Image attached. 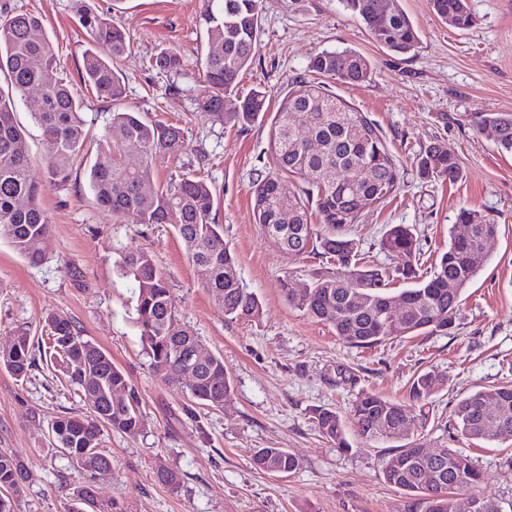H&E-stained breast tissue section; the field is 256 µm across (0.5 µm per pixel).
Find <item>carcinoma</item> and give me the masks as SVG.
I'll return each instance as SVG.
<instances>
[{
    "mask_svg": "<svg viewBox=\"0 0 512 512\" xmlns=\"http://www.w3.org/2000/svg\"><path fill=\"white\" fill-rule=\"evenodd\" d=\"M345 6L369 31L372 39L399 55L413 54L421 44L417 27L399 7L388 24L378 25L384 0H344ZM435 14L449 26L466 29L473 23L467 0H432ZM261 0H207L202 14L205 32L200 59L201 91L198 109L205 115L243 128L268 111L265 96L254 91L235 110L224 111V96L238 85L243 71L255 56ZM80 21L91 39L82 56L81 77L105 102L123 98L124 84L115 64L128 52L127 33L106 16L80 12ZM59 59L54 42L42 21L29 13L0 19V73L8 89H0V240L7 242L24 260L39 265L46 259L44 240L51 225L40 205L48 188L67 187L81 163L87 140L82 104L58 76ZM154 66L177 74L182 55L167 49L156 55ZM309 69L342 84H359L369 79L371 65L352 49L323 50ZM36 90L42 105L32 117L42 131L47 182L40 184L30 174V154L25 135L15 118V101ZM481 129H495L498 149L512 154V113H489L472 120ZM302 125L322 146L311 153L304 142H284L285 128ZM102 148L90 167L88 183L98 204L117 218L132 217L139 224H167L172 211L181 215L175 228L188 260L204 287L230 319L255 320L262 316L259 297L244 288L235 255L224 244L223 225L216 221L214 192L195 170L182 171L170 182L141 187L137 172L125 164L129 154L146 168L160 159L178 158L186 150L180 128L148 120L132 110H115L103 136ZM270 145L278 171L252 182L253 214L261 230L270 224H305L299 252H318L336 260L339 271L316 275L309 281L291 276L282 280L288 303L310 317L330 323L336 337L353 347L373 346L390 334L382 320L393 300L387 291L393 278L409 282L399 297L406 300L400 320V335L448 334L461 293L478 276V256L487 241L494 239L498 225L476 211L460 209L455 223L470 226V235L460 238L448 231V249L433 273L419 275V248L411 228L392 225L382 237V248L404 258L392 271L383 266H359L358 242L354 238L363 208L360 199L381 202L400 185V171L376 124L347 104L326 86L306 79L282 99L270 122ZM368 168L366 181L354 184L348 173ZM416 167L424 178H444L454 183L462 178V166L454 151L435 144L421 149ZM300 176L306 187L283 196L282 175ZM320 223H308L309 209ZM115 273L135 282V324L152 371L167 386L181 389L186 362L202 346L181 326L169 303L167 278L147 250L125 252L114 262ZM457 284L448 293V282ZM43 322L48 328L56 364L74 386L91 414L84 417H54L48 429L56 447L70 458L81 475L71 492L69 512H113V503L98 497L97 482L112 472L108 456L100 450L105 428L135 438L143 431L141 398L130 379L112 363L111 356L82 336L66 315L49 312ZM36 364L35 344L29 332H17L14 342L0 349V367L21 379ZM445 380L433 372L416 376L410 387L413 400L437 392ZM187 388L190 398L213 409H222L231 399L232 385L222 357L213 353L197 367L195 381ZM501 404L512 405V386L484 387L458 400L454 409L462 433L471 440L495 442L512 437V419L497 415ZM351 415L358 436L368 440L400 438L401 427L410 419L407 405L376 394H364L354 402ZM318 432L336 447H350L343 420L330 408L313 410ZM424 448L408 442L399 446L383 473L389 485L414 498L406 512H499L495 502L476 493L481 473L472 459L448 449L440 458H428ZM255 469L286 474L296 471L299 460L285 448H261L254 456ZM161 484L177 490L182 482L178 469L161 465L156 471ZM26 472L22 461L0 452V512H16L24 494Z\"/></svg>",
    "mask_w": 512,
    "mask_h": 512,
    "instance_id": "1",
    "label": "carcinoma"
}]
</instances>
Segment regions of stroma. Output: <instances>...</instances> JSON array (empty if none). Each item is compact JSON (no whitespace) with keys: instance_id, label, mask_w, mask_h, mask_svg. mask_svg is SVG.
I'll return each instance as SVG.
<instances>
[{"instance_id":"obj_1","label":"stroma","mask_w":512,"mask_h":512,"mask_svg":"<svg viewBox=\"0 0 512 512\" xmlns=\"http://www.w3.org/2000/svg\"><path fill=\"white\" fill-rule=\"evenodd\" d=\"M80 2L109 13L130 37L132 49L120 62L125 94L119 103L101 101L81 82L88 40L76 11ZM394 4L421 33L415 54L379 46L342 0H263L255 58L241 76L238 96L224 101L233 108L239 95L258 89L277 108L297 79L309 77L308 64L317 53L355 49L370 61L371 80H333L329 86L378 126L401 174L396 194L363 211L354 233L362 264L398 265L380 244L392 224L411 227L425 273L446 251L460 208L498 224L448 334L393 336L357 348L340 341L329 323L290 305L281 291L285 276L307 281L335 271L336 264L319 254L275 248L255 222L251 185L273 166L269 122L240 128L196 109L204 0H0L2 10L41 16L51 32L60 75L82 101L88 163L96 160L113 108H133L183 130L187 150L181 160L158 161L149 179L167 183L180 163L200 169L214 190L216 217L242 281L263 304L259 320L226 319L173 225L112 217L97 204L86 166L66 188L48 189L41 199L51 224L44 263L29 264L0 241V345L21 328L44 336L40 319L47 312L67 315L140 393L143 433L133 439L103 432L112 472L99 484L102 499L127 512H405L407 496L383 478L396 441L368 442L352 434L349 449L342 450L313 422L318 407L349 419L353 403L367 392L410 402L412 412H423V419L408 425L406 440L470 456L483 475L481 496L512 512V439L473 442L461 435L454 417L463 395L512 385V154L470 124L481 113H512V0H468L475 22L465 30L439 20L431 0ZM166 48L183 57L178 74L151 65ZM37 100L30 93L16 101L15 110L33 156L32 175L41 181V130L31 118ZM432 143L458 154L461 180L420 178L415 158ZM140 248L165 273L179 323L223 358L233 389L223 410L199 405L187 411L186 395L152 372L133 322L135 283L113 271L118 251ZM425 371L444 377L445 386L423 402H411V383ZM88 412L48 357H37L22 380L0 369V452L18 456L27 471L17 512H68V486L78 474L54 447L47 422ZM261 448L288 449L300 466L290 474L259 472L252 458ZM161 465L182 472L177 491L157 481Z\"/></svg>"}]
</instances>
